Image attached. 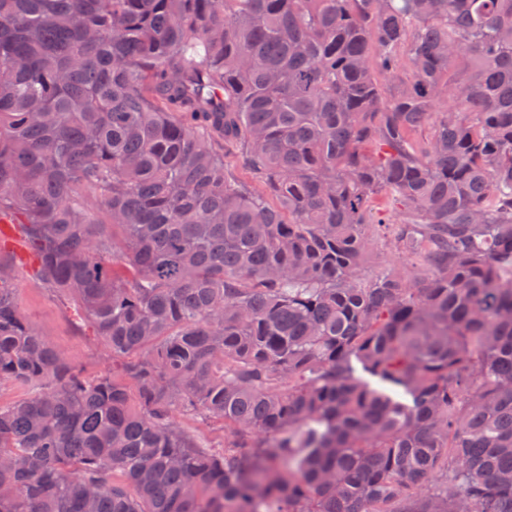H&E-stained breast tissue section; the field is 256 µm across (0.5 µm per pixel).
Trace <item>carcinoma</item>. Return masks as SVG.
<instances>
[{
	"label": "carcinoma",
	"instance_id": "carcinoma-1",
	"mask_svg": "<svg viewBox=\"0 0 512 512\" xmlns=\"http://www.w3.org/2000/svg\"><path fill=\"white\" fill-rule=\"evenodd\" d=\"M3 211L0 512H512V0H0ZM0 222V237L2 233L10 248L15 253L28 252L26 238L19 227L20 217H17V224L12 223L11 218L0 217ZM0 259L15 269L9 288H13L20 315L84 374L96 376L106 372L103 344L94 335L84 311L75 302L61 300L44 287L37 274L39 265L34 256L29 254L26 259H21L0 240ZM177 421L185 430L197 435L203 445L212 451L224 450V429L199 417L177 414Z\"/></svg>",
	"mask_w": 512,
	"mask_h": 512
}]
</instances>
